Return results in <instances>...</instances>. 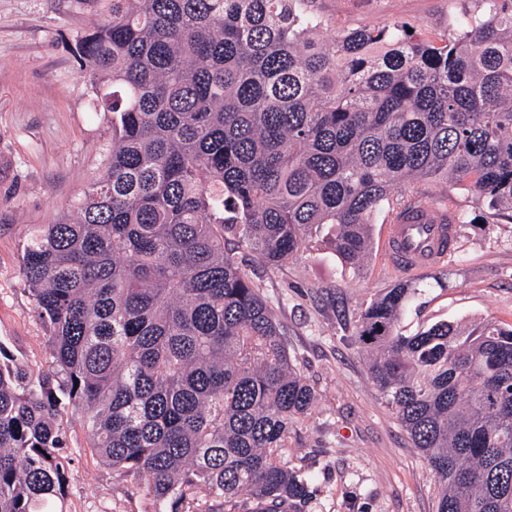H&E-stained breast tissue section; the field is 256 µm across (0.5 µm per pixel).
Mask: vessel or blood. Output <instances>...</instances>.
I'll use <instances>...</instances> for the list:
<instances>
[{
    "label": "vessel or blood",
    "mask_w": 512,
    "mask_h": 512,
    "mask_svg": "<svg viewBox=\"0 0 512 512\" xmlns=\"http://www.w3.org/2000/svg\"><path fill=\"white\" fill-rule=\"evenodd\" d=\"M448 213L428 207L413 212L404 223L388 227L385 250L390 262L416 272L445 259L439 243L448 233Z\"/></svg>",
    "instance_id": "obj_1"
}]
</instances>
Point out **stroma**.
Segmentation results:
<instances>
[{
	"mask_svg": "<svg viewBox=\"0 0 512 512\" xmlns=\"http://www.w3.org/2000/svg\"><path fill=\"white\" fill-rule=\"evenodd\" d=\"M327 34L387 22L452 33L476 0H309ZM99 14L91 0H0V341L31 372L49 368L47 331L38 319L21 255L40 225L70 216L87 184L104 173L110 117L91 109L72 48L76 32ZM452 196L462 220L445 263L423 269L426 288L402 325L415 332L437 322L492 320L512 325V220L474 195L428 182ZM385 224L359 271L330 250L305 252L281 267L245 257L246 272L271 300L300 373L316 401L292 433L317 474L314 512H436L435 479L373 385L366 359L350 341L360 312L398 278L382 259ZM62 422L72 448L67 512H147L131 480L85 450L80 412Z\"/></svg>",
	"mask_w": 512,
	"mask_h": 512,
	"instance_id": "35a3bbf8",
	"label": "stroma"
}]
</instances>
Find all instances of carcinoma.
<instances>
[{"mask_svg": "<svg viewBox=\"0 0 512 512\" xmlns=\"http://www.w3.org/2000/svg\"><path fill=\"white\" fill-rule=\"evenodd\" d=\"M91 2L101 22L73 53L112 149L23 247L50 369L0 341V512H65L66 402L150 512H311L291 433L315 391L240 252L278 267L326 245L356 271L379 214L453 209L427 181L512 212V0L438 40L398 22L328 41L305 0ZM419 288L371 302L354 343L437 512H512V325L406 336Z\"/></svg>", "mask_w": 512, "mask_h": 512, "instance_id": "carcinoma-1", "label": "carcinoma"}]
</instances>
